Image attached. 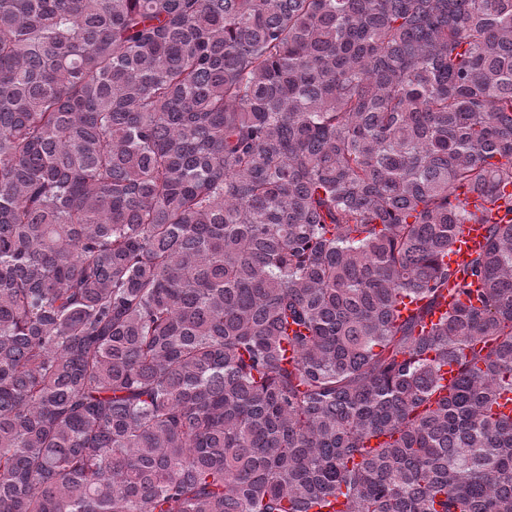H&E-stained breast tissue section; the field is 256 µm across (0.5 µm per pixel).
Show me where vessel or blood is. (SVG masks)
Returning <instances> with one entry per match:
<instances>
[{"instance_id":"obj_1","label":"vessel or blood","mask_w":512,"mask_h":512,"mask_svg":"<svg viewBox=\"0 0 512 512\" xmlns=\"http://www.w3.org/2000/svg\"><path fill=\"white\" fill-rule=\"evenodd\" d=\"M460 198L472 218L462 224L447 256L448 264L459 270L463 269L469 259L483 249L489 225L504 224L508 221L503 207L477 191L461 190ZM469 303L468 296L461 294L455 286H448L447 290L443 291L442 297L434 307L428 321L432 324L437 323L449 309L466 306Z\"/></svg>"}]
</instances>
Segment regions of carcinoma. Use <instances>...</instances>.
I'll use <instances>...</instances> for the list:
<instances>
[{"mask_svg":"<svg viewBox=\"0 0 512 512\" xmlns=\"http://www.w3.org/2000/svg\"><path fill=\"white\" fill-rule=\"evenodd\" d=\"M503 184L512 0H0V512H512ZM459 193L472 219L462 224L444 261L453 269L462 270L469 259L485 246L489 224H507L512 215L506 216L503 207L499 206L503 200L494 202L475 190L462 189ZM469 303L470 298L461 294L455 288L453 282H449L447 290L445 289L443 291L442 298L434 307L432 315H430L426 320L425 332H428L434 323H437L443 315L447 314L449 309L459 306H468Z\"/></svg>","mask_w":512,"mask_h":512,"instance_id":"1","label":"carcinoma"}]
</instances>
